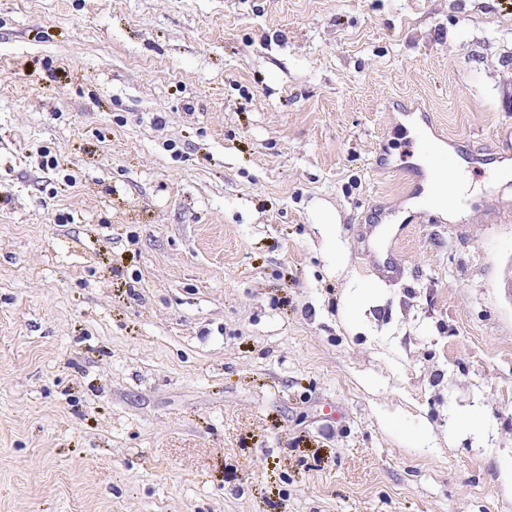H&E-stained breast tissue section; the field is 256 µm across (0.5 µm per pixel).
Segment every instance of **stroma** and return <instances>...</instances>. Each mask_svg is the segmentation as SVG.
Segmentation results:
<instances>
[{"label":"stroma","mask_w":512,"mask_h":512,"mask_svg":"<svg viewBox=\"0 0 512 512\" xmlns=\"http://www.w3.org/2000/svg\"><path fill=\"white\" fill-rule=\"evenodd\" d=\"M504 163L512 0H0V512H512ZM433 148V147H432ZM444 155L436 150L427 148L419 153V169L431 182L444 181Z\"/></svg>","instance_id":"1"}]
</instances>
